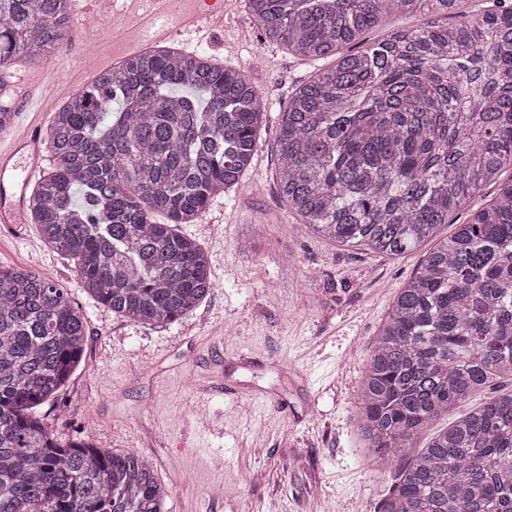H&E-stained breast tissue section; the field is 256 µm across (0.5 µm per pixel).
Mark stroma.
<instances>
[{
  "instance_id": "stroma-1",
  "label": "stroma",
  "mask_w": 512,
  "mask_h": 512,
  "mask_svg": "<svg viewBox=\"0 0 512 512\" xmlns=\"http://www.w3.org/2000/svg\"><path fill=\"white\" fill-rule=\"evenodd\" d=\"M251 25L244 0H234L205 48L246 72L267 101L268 121L242 186L182 227L207 252L215 282L193 314L167 326L115 316L31 223L0 224V267L24 266L63 283L87 317L83 360L60 404L41 414L58 434L152 462L171 489L169 512H380L416 450L477 402L426 423L385 469L362 448L363 370L389 306L427 249L391 258L334 245L296 223L278 192L274 140L280 109L315 65L259 36L242 40ZM122 58L107 24L92 37L71 26L43 69L15 61L6 74L16 127L40 119L29 100L45 99L56 111V84L81 91Z\"/></svg>"
}]
</instances>
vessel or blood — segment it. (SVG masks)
I'll return each instance as SVG.
<instances>
[{
    "label": "vessel or blood",
    "mask_w": 512,
    "mask_h": 512,
    "mask_svg": "<svg viewBox=\"0 0 512 512\" xmlns=\"http://www.w3.org/2000/svg\"><path fill=\"white\" fill-rule=\"evenodd\" d=\"M134 11L127 24L137 39L156 44L183 34L207 39L224 24L225 0H182L171 14L170 0H131ZM40 132L30 126L7 149H0V224H20L26 210L28 180L41 168Z\"/></svg>",
    "instance_id": "1"
}]
</instances>
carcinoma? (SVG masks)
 Masks as SVG:
<instances>
[{"mask_svg":"<svg viewBox=\"0 0 512 512\" xmlns=\"http://www.w3.org/2000/svg\"><path fill=\"white\" fill-rule=\"evenodd\" d=\"M264 44L317 63L279 112L276 183L298 223L333 243L401 255L512 169V3L246 0ZM423 17L367 41L391 16ZM71 0H0L4 70L45 61ZM268 106L240 70L158 46L99 74L53 113L52 167L28 210L112 314L178 322L211 293L208 254L179 225L242 183ZM64 285L0 268V512H168L169 487L140 454L61 442L38 408L58 403L85 352ZM512 179L426 253L366 364L359 436L380 465L421 426L495 395L410 459L382 512H512Z\"/></svg>","mask_w":512,"mask_h":512,"instance_id":"carcinoma-1","label":"carcinoma"}]
</instances>
